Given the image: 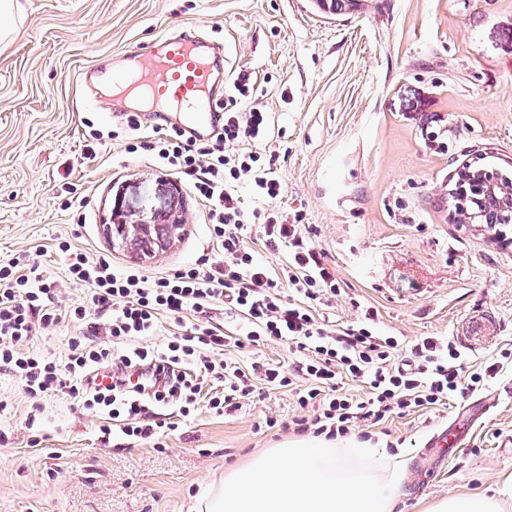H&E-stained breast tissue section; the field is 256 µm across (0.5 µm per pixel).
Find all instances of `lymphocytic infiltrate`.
Listing matches in <instances>:
<instances>
[{
	"label": "lymphocytic infiltrate",
	"mask_w": 512,
	"mask_h": 512,
	"mask_svg": "<svg viewBox=\"0 0 512 512\" xmlns=\"http://www.w3.org/2000/svg\"><path fill=\"white\" fill-rule=\"evenodd\" d=\"M234 94L224 105V122L210 139H187L168 131L129 152L151 151L154 160L182 179L205 206L204 221L220 258L206 269L183 267L154 277L138 270L119 272L104 258L91 257L58 244L69 280L88 287V303L61 311L56 291L40 261L0 264V372L16 378L34 398L65 396L87 409H102L122 419L128 437L149 439L162 424L151 420L150 405L178 404L189 414L204 387L220 382L222 393L208 404L216 414L240 409L256 383L295 387L305 416L293 421L296 433L332 441L357 425L378 426L392 414L430 412L450 405L458 395L474 392L502 370L501 362L468 367L467 355L450 339L423 336L401 344L379 335L374 309L347 326L319 321L315 305L340 291L324 252L289 223L287 213L271 208L284 191L259 150L270 134V115L257 102L251 73L238 71ZM251 100L240 110L239 100ZM251 176L257 196L268 208L245 212L235 187ZM258 236L265 249H287L289 260L272 272L254 257L249 243ZM248 326L244 339L226 333L217 312ZM168 314L184 330L157 348H126L128 340L152 335L159 315ZM78 326L64 358L30 348L37 329L62 322ZM278 339L296 360L289 372L252 362L249 368L220 358L226 347L244 348ZM107 370L111 383L102 386L95 372ZM362 392L344 390L345 381Z\"/></svg>",
	"instance_id": "f902f5d3"
}]
</instances>
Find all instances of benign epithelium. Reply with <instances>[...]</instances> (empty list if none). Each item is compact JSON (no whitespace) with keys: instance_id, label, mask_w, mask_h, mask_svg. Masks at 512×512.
Masks as SVG:
<instances>
[{"instance_id":"7a95c632","label":"benign epithelium","mask_w":512,"mask_h":512,"mask_svg":"<svg viewBox=\"0 0 512 512\" xmlns=\"http://www.w3.org/2000/svg\"><path fill=\"white\" fill-rule=\"evenodd\" d=\"M103 231L111 242H117L141 257H154L181 238L185 220L181 213L173 212L163 224H149L142 219L136 224H105Z\"/></svg>"}]
</instances>
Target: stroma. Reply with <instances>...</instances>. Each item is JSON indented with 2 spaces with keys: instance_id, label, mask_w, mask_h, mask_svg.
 I'll list each match as a JSON object with an SVG mask.
<instances>
[{
  "instance_id": "35a3bbf8",
  "label": "stroma",
  "mask_w": 512,
  "mask_h": 512,
  "mask_svg": "<svg viewBox=\"0 0 512 512\" xmlns=\"http://www.w3.org/2000/svg\"><path fill=\"white\" fill-rule=\"evenodd\" d=\"M18 33L0 44V261L41 256L61 305L84 299L57 255V237L151 276L200 265L210 251L201 201L125 139L91 143L88 126H120L106 98L77 75L163 29L222 38L231 70L252 73L270 114L277 206L335 268L341 292L319 304L332 324L367 309L383 336H444L471 365L512 350V243L484 224L453 223L444 196L463 165L512 169V0H364L334 15L313 0H19ZM83 201L80 211L67 199ZM182 212L186 231L163 254L112 247L111 222L141 208ZM491 328L468 329L477 313ZM495 407L478 414L480 399ZM0 512H187L225 473L300 438L288 389H261L232 415L199 398L189 416L156 405L170 429L160 447L125 437L107 413L70 399L34 401L0 374ZM475 414L460 453L426 480L430 436ZM274 427H267V420ZM111 427L103 435V427ZM312 441V434L302 436ZM365 444L399 459L395 512H428L457 494L512 499V364L484 389L428 414L391 416Z\"/></svg>"
}]
</instances>
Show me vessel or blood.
Wrapping results in <instances>:
<instances>
[{"mask_svg":"<svg viewBox=\"0 0 512 512\" xmlns=\"http://www.w3.org/2000/svg\"><path fill=\"white\" fill-rule=\"evenodd\" d=\"M227 63L223 46L205 32L175 28L150 43L131 44L120 56L117 72L130 90L150 103L151 127H173L206 139L224 119L220 77ZM429 445L462 451L465 432L458 423H449L433 435Z\"/></svg>","mask_w":512,"mask_h":512,"instance_id":"1","label":"vessel or blood"}]
</instances>
